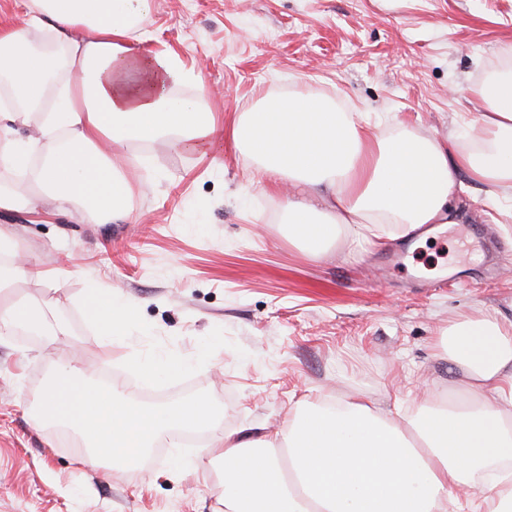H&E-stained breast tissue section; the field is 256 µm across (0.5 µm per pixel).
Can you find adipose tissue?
I'll return each mask as SVG.
<instances>
[{"label": "adipose tissue", "instance_id": "obj_1", "mask_svg": "<svg viewBox=\"0 0 512 512\" xmlns=\"http://www.w3.org/2000/svg\"><path fill=\"white\" fill-rule=\"evenodd\" d=\"M30 3L25 23L0 26V167L29 174L35 190L0 188V211L61 212L76 203L99 223L127 221L133 189L120 168L125 146L173 137L205 151L217 134L206 112L212 91L201 81L194 97L172 95L188 75L174 56L145 53L148 0ZM35 28L64 49L74 80L51 83L56 61L32 47ZM467 94L481 106L471 124L484 132L470 148L408 130L368 135L364 113L308 93L240 113L230 138L264 173L288 183V237L317 257L342 233L360 236L375 224L408 234L451 223L464 181L512 187V70ZM45 147L49 155L33 167ZM0 257L10 261L0 293L44 276L3 230ZM84 307L110 336L128 325L132 303L94 286ZM443 343L480 398L451 406L436 397L405 421L355 399L299 411L272 433L215 435L224 512H448L462 486L477 490V512H512V328L485 316L450 326ZM86 379L77 360L62 364L39 416L85 439L89 469L135 462L172 429L214 424L206 399L141 407Z\"/></svg>", "mask_w": 512, "mask_h": 512}]
</instances>
